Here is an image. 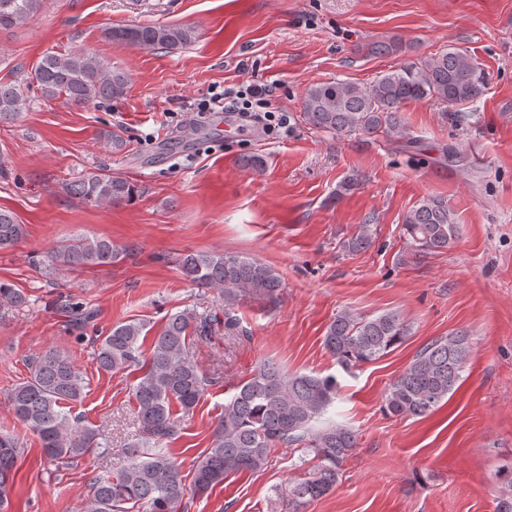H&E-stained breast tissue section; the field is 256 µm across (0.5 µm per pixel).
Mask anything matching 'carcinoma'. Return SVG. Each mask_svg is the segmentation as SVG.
Listing matches in <instances>:
<instances>
[{"instance_id": "obj_1", "label": "carcinoma", "mask_w": 512, "mask_h": 512, "mask_svg": "<svg viewBox=\"0 0 512 512\" xmlns=\"http://www.w3.org/2000/svg\"><path fill=\"white\" fill-rule=\"evenodd\" d=\"M44 0H0V31L29 23ZM105 39L139 50L184 49L195 42L192 27L176 24H127L109 26ZM32 81L42 98H64L74 108L121 97L127 76L96 53L77 48L45 55L34 69ZM485 77L464 51L447 48L418 63L388 73L370 84L351 81L324 82L305 93L302 109L311 127L350 136L382 133L405 138L401 107L408 101L437 99L450 106L467 104L483 95ZM28 106L19 85L0 82V123L14 120ZM69 193L87 203L121 204L136 191L127 180L102 169L85 173L66 185ZM406 245L423 256L451 248L460 236L448 203L427 198L405 216ZM372 225L362 224L345 243L351 252L369 245ZM27 237L26 225L0 209V250L15 247ZM119 255L112 241L76 236L61 241L46 255V268L57 273L111 265ZM182 275L202 288H210L224 301V318L182 310L168 316L152 340L150 353L141 357L142 321L112 327L99 340L94 361L103 372L132 366L141 375L132 387L139 434L125 448L124 465L95 479L83 512H176L187 486L178 458L163 447L176 433L172 406L185 414L194 412L211 380L188 355L189 344H208L222 323L227 331L238 329L235 305L246 297L268 304L277 302L282 281L271 266L235 254L192 252L178 262ZM27 298L0 282V306H22ZM410 328L393 311L361 315L345 310L328 325L323 347L336 365L348 372L385 356L402 344ZM473 356L464 331L439 337L424 346L413 361L388 385L383 410L392 416L423 417L455 390ZM83 372L70 355L49 348L32 358L29 376L16 385L10 402L16 420L32 430L49 464L90 457L109 447L99 429L72 415V408L86 396ZM332 375L285 373L271 360L256 366L250 378L235 388L224 404L208 448L194 462L193 491L204 495L224 483L228 474L256 472L267 466L279 447L297 448L317 463L288 483V512L326 496L342 477L343 464L355 448L354 433L338 424L316 426L336 398ZM21 455L19 440L0 432V512L8 503Z\"/></svg>"}]
</instances>
